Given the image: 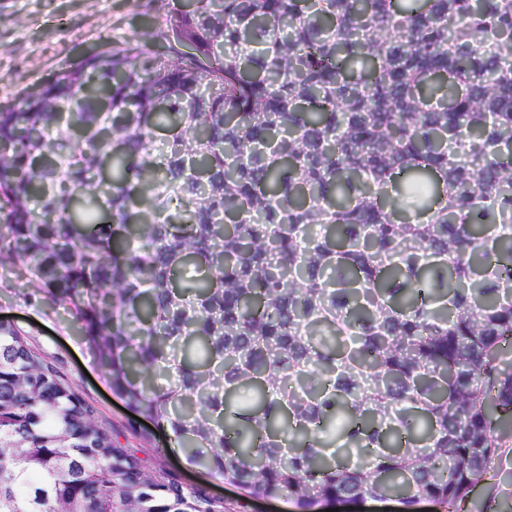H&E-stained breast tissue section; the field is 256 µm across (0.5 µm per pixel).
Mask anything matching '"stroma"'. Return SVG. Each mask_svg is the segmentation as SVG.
<instances>
[{"mask_svg": "<svg viewBox=\"0 0 512 512\" xmlns=\"http://www.w3.org/2000/svg\"><path fill=\"white\" fill-rule=\"evenodd\" d=\"M166 11L162 0H0V73L10 76L9 83H0V106L105 42L118 46L137 34L156 32ZM0 315L35 349L58 360L99 421L147 470L176 473L184 484L239 505L240 512H295L286 499H249L223 479L189 467L180 450L170 449L169 432L140 418L113 394L71 315L30 282L24 267L0 269ZM491 467V479L472 489L464 512H512V428L505 431Z\"/></svg>", "mask_w": 512, "mask_h": 512, "instance_id": "35a3bbf8", "label": "stroma"}]
</instances>
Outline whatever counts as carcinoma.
Masks as SVG:
<instances>
[{"label":"carcinoma","instance_id":"obj_1","mask_svg":"<svg viewBox=\"0 0 512 512\" xmlns=\"http://www.w3.org/2000/svg\"><path fill=\"white\" fill-rule=\"evenodd\" d=\"M17 263L189 465L458 512L512 422V0H194L91 52L0 108ZM0 512L231 508L0 323Z\"/></svg>","mask_w":512,"mask_h":512}]
</instances>
